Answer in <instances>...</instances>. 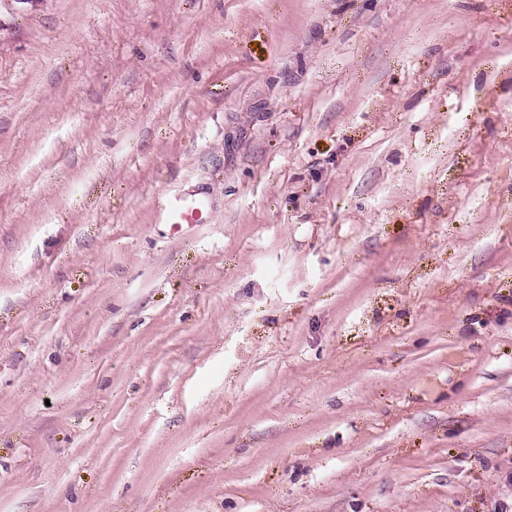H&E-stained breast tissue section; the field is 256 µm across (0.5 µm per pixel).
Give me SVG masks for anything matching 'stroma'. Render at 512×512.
Returning a JSON list of instances; mask_svg holds the SVG:
<instances>
[{
	"label": "stroma",
	"mask_w": 512,
	"mask_h": 512,
	"mask_svg": "<svg viewBox=\"0 0 512 512\" xmlns=\"http://www.w3.org/2000/svg\"><path fill=\"white\" fill-rule=\"evenodd\" d=\"M510 499L512 0H0V512ZM208 203L201 197L190 200L182 195H174L167 198L160 209L161 219L165 224H171L177 232L183 226L203 224L208 214Z\"/></svg>",
	"instance_id": "stroma-1"
}]
</instances>
